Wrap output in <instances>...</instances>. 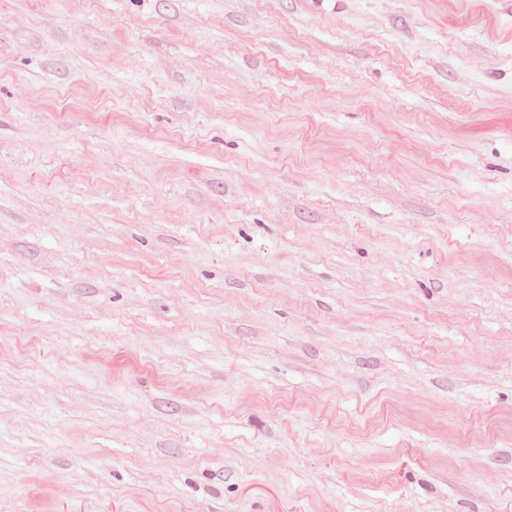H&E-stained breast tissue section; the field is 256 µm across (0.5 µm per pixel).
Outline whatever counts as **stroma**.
<instances>
[{"label":"stroma","mask_w":512,"mask_h":512,"mask_svg":"<svg viewBox=\"0 0 512 512\" xmlns=\"http://www.w3.org/2000/svg\"><path fill=\"white\" fill-rule=\"evenodd\" d=\"M0 512H512V0H0Z\"/></svg>","instance_id":"stroma-1"}]
</instances>
